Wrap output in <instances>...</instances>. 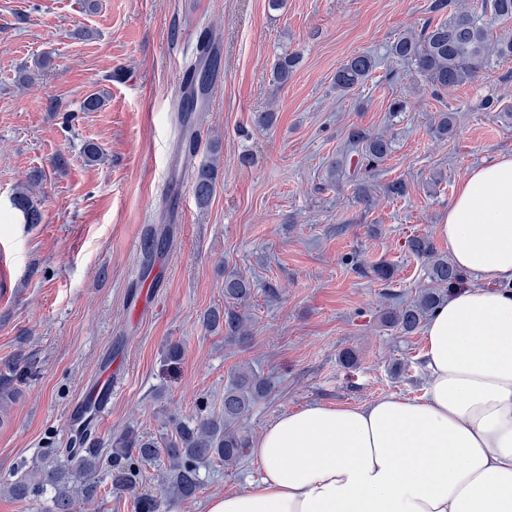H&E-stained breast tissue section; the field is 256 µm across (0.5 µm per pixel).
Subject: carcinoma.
Instances as JSON below:
<instances>
[{"instance_id": "carcinoma-1", "label": "carcinoma", "mask_w": 512, "mask_h": 512, "mask_svg": "<svg viewBox=\"0 0 512 512\" xmlns=\"http://www.w3.org/2000/svg\"><path fill=\"white\" fill-rule=\"evenodd\" d=\"M433 10L449 11L448 18L425 27L418 35L405 33L390 47L394 57L412 63L418 73L430 79L432 86L446 90L476 80L491 53L512 58V35L491 34L494 22L512 19V0H479L457 7L451 0H435ZM299 63L296 52L279 55L273 64L274 83H288ZM375 66L376 61L369 53L350 57L336 71V90L342 95L357 90ZM218 70L219 60L215 58L210 70L189 69L186 81L204 97ZM347 141L359 156L357 173H372L392 151L391 142L385 136L372 135L360 127L349 129ZM218 175L214 160L195 170L192 188L199 207L210 204ZM12 204L22 213L24 223H41L42 213L27 189L16 192ZM408 249L427 266L429 284L410 303L390 306L381 314L385 326L403 335L416 333L448 296V291L464 281V275L448 262V256L438 253L428 238L409 239ZM251 294L252 286L247 278L237 273L224 275V298L242 304L250 300ZM203 324L210 331L223 330L235 336L241 333L243 321L237 314L218 306L205 312ZM265 392L266 383L259 375L249 367L239 368L224 388L219 413L214 414L203 405L200 415L191 420L168 414L163 427L169 433L160 441L133 429L126 430L112 442L108 488L101 487L98 479L103 449L90 439L87 426L78 432L79 447L44 449L24 476L7 483L5 489L15 500L38 502L47 498L49 512H75L80 502L95 500L104 493L132 496L134 512H159L161 500L136 494L146 466L161 457L166 459L163 493L179 500L196 497L203 486L202 467L216 462L232 469L245 455L250 440L239 422Z\"/></svg>"}]
</instances>
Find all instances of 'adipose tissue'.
<instances>
[{"instance_id": "obj_1", "label": "adipose tissue", "mask_w": 512, "mask_h": 512, "mask_svg": "<svg viewBox=\"0 0 512 512\" xmlns=\"http://www.w3.org/2000/svg\"><path fill=\"white\" fill-rule=\"evenodd\" d=\"M438 231L478 282L426 323L422 397L282 415L260 478L207 512H512V153L467 171Z\"/></svg>"}]
</instances>
